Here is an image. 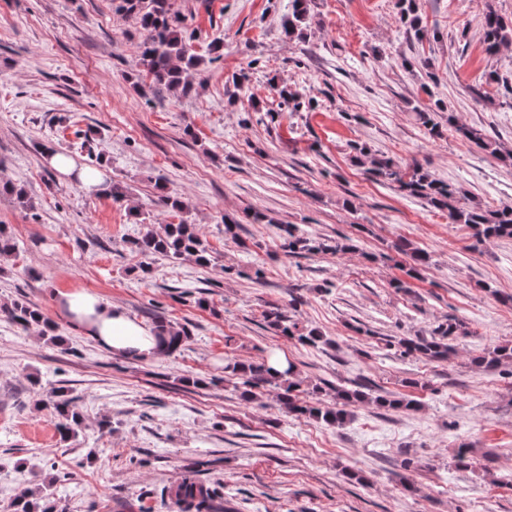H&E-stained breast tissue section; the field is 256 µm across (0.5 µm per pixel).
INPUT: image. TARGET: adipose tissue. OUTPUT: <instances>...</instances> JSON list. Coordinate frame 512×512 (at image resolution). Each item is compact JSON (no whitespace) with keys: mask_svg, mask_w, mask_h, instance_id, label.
<instances>
[{"mask_svg":"<svg viewBox=\"0 0 512 512\" xmlns=\"http://www.w3.org/2000/svg\"><path fill=\"white\" fill-rule=\"evenodd\" d=\"M57 302L76 328L112 355L151 360L166 351L165 338L136 322L120 305L84 291L59 293Z\"/></svg>","mask_w":512,"mask_h":512,"instance_id":"1","label":"adipose tissue"}]
</instances>
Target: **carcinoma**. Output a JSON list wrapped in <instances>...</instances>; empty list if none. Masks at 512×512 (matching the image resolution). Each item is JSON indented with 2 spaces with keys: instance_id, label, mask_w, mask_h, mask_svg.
<instances>
[{
  "instance_id": "obj_1",
  "label": "carcinoma",
  "mask_w": 512,
  "mask_h": 512,
  "mask_svg": "<svg viewBox=\"0 0 512 512\" xmlns=\"http://www.w3.org/2000/svg\"><path fill=\"white\" fill-rule=\"evenodd\" d=\"M314 0H292L291 12L281 20V27L288 39L305 37L308 19ZM117 9L139 21L140 41L136 46L138 64L149 80L148 89L153 94L164 91H181L191 87L192 74L203 62V56L191 51L189 41L194 34L185 27L179 15L173 10L170 0H119ZM398 23L405 33L421 42L438 39V33L428 31L422 24L416 0H398ZM482 43L487 54L493 56L499 49L512 44V17L501 15L491 4L487 5L481 20ZM279 99L278 109L287 108L290 112H305L315 103L306 90L275 87ZM443 108L439 102L428 104L416 112V117L427 133L434 138L445 136L447 127L438 118ZM455 131L473 142L482 152L512 166V153H504L499 143L482 131L468 126H455ZM359 156L370 158L369 173L379 180L395 185L398 190L410 197L418 198L429 206L448 212L453 224H466L475 231L481 240L512 238V207L504 206L491 209L480 202L470 200L461 190L452 184L436 178L429 170L417 162L403 163L384 154H376L365 144L352 146ZM157 201L178 211L187 209V204L171 197L165 186L156 185ZM284 232L283 248L287 255L297 257L304 252L330 251L343 254L353 246L336 241L332 244L313 241L295 234L289 224L281 226ZM131 247L144 256L162 255L172 259L187 256L206 266L210 263L209 251L197 225L182 222L167 224L163 232L149 231L131 242ZM396 250L410 256L413 265L406 270L410 278L417 275L418 269L429 263V255L424 250L412 246L406 240L394 244ZM0 317L4 320L26 327L41 324L45 332L53 328L44 321L42 313L24 300H13L0 304ZM266 323L280 331L284 336H293L295 323L286 312L275 308L264 316ZM158 335L167 337L168 351L174 353L188 338L185 328H177L165 320L156 321ZM471 331L462 322L442 323L433 329L428 337L401 338L397 345L405 354L418 353L429 360H446L455 353L449 344L454 336H468ZM471 362L478 367H498L512 363V346L502 345L491 351L472 356ZM233 371L243 377L247 390L242 398L247 402L258 400L253 389L265 385L283 388L280 403L288 411L308 414L327 424L341 426L350 415L349 407L356 403L374 402L381 408L398 410L413 408V401L395 398L389 395L367 394L358 389H336L335 402L331 407H308L297 403L293 396L295 385L283 382V374L273 372L267 360L258 363L238 364ZM50 403L53 409L55 428L63 439L76 436L81 426L75 398L63 389L53 391ZM56 477H44L41 482L27 490L19 498L16 512H66L60 502L53 501L52 486ZM162 501L169 503L170 512H224V495L218 489V483L203 481L193 475L167 486L161 492Z\"/></svg>"
}]
</instances>
